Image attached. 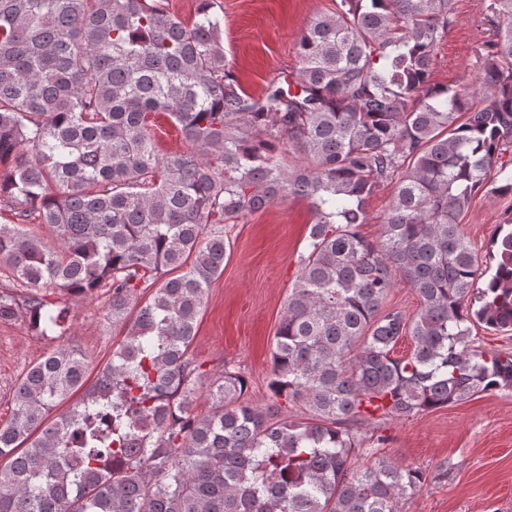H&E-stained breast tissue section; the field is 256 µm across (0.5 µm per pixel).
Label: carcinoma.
I'll use <instances>...</instances> for the list:
<instances>
[{
	"instance_id": "1",
	"label": "carcinoma",
	"mask_w": 512,
	"mask_h": 512,
	"mask_svg": "<svg viewBox=\"0 0 512 512\" xmlns=\"http://www.w3.org/2000/svg\"><path fill=\"white\" fill-rule=\"evenodd\" d=\"M213 9L198 0L187 24L154 0H0V208L18 217L0 224V321L65 330L55 290L101 292L112 322L133 319L92 382L75 347L24 370L0 423V512H401L426 477L362 448L358 422L512 391V350L473 338L512 331V218L493 267L460 228L480 192L512 195V0H491L472 83L432 79L455 0H336L257 96ZM156 112L187 150L157 152ZM385 183L369 240L358 227ZM286 197L314 220L270 388L303 420L252 405L227 363L204 381L189 357L230 257L224 225ZM33 216L54 243L26 229ZM401 281L410 316L385 306ZM394 185L385 183L370 199L367 205V223L359 226V231L368 239H376L379 236L384 216L388 210Z\"/></svg>"
}]
</instances>
